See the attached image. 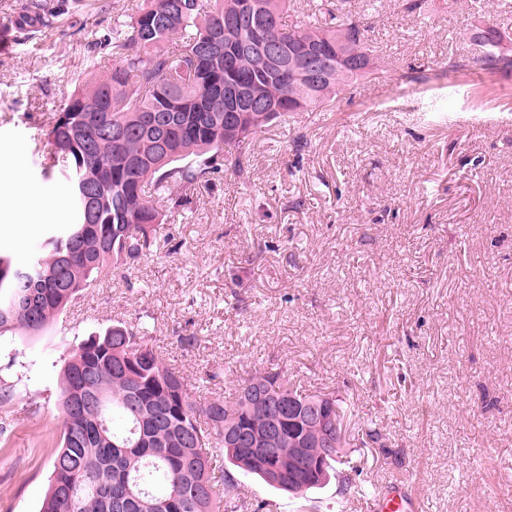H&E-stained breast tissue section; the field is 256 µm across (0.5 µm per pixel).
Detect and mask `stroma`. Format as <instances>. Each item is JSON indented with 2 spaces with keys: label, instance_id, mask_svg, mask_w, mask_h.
<instances>
[{
  "label": "stroma",
  "instance_id": "1",
  "mask_svg": "<svg viewBox=\"0 0 512 512\" xmlns=\"http://www.w3.org/2000/svg\"><path fill=\"white\" fill-rule=\"evenodd\" d=\"M134 2L79 0L0 49V156L19 159L11 180L54 202L0 239L17 263L50 225L77 221L66 180L41 173L43 120L85 84L91 43ZM350 4L390 72L249 137L247 178L226 164L210 174L126 275L98 279L44 336H0V387L13 394L0 404V512H38L47 491L68 343L145 315L200 398L274 364L346 400L344 468L368 490L406 481L421 512H512V73L397 78L469 55L470 14L512 28V0H435L424 16L397 0ZM220 369L228 379H212ZM238 480L277 512H335L340 498L334 482L291 499Z\"/></svg>",
  "mask_w": 512,
  "mask_h": 512
}]
</instances>
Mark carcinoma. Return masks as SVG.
<instances>
[{
	"label": "carcinoma",
	"mask_w": 512,
	"mask_h": 512,
	"mask_svg": "<svg viewBox=\"0 0 512 512\" xmlns=\"http://www.w3.org/2000/svg\"><path fill=\"white\" fill-rule=\"evenodd\" d=\"M68 0H33L28 12L49 25ZM291 0H142L130 20L94 46L112 49V71L94 77L45 118L51 151L42 173L63 175L78 223L48 236L42 251L21 266L0 250L11 269L0 278V335H45L59 315L101 276L151 251L164 223L160 201L177 202L274 121L296 112H320L352 83L379 70L363 22L342 0L323 25L285 28ZM250 18L263 38L283 51L308 46L321 57L324 79L278 68L261 52L209 53L230 34L228 20ZM473 17L467 59H448V71L474 63L488 73L512 72V30ZM346 56L349 65L336 62ZM247 86L263 103L230 122L224 89ZM166 123L164 146L154 149L156 123ZM125 131L112 138V129ZM252 128L251 134L243 131ZM76 254L67 266L58 256ZM333 400L345 421L343 400L295 389L281 371L256 370L240 380L235 397H196L188 377L154 351L146 323H117L72 344L60 371L62 425L52 473L39 512H116L130 495V512H238L247 491L233 471L301 498L338 476L349 439L328 453L300 448L319 429L304 408ZM220 448L224 464L213 449ZM318 460L317 470L309 460Z\"/></svg>",
	"instance_id": "obj_1"
}]
</instances>
